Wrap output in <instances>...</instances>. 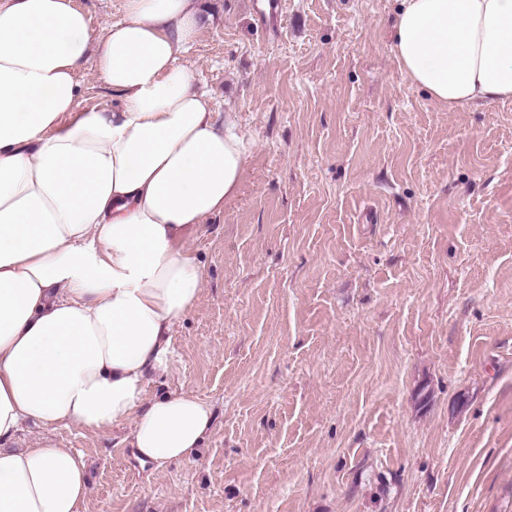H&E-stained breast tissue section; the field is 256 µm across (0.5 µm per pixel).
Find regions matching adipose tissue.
I'll use <instances>...</instances> for the list:
<instances>
[{
  "label": "adipose tissue",
  "mask_w": 512,
  "mask_h": 512,
  "mask_svg": "<svg viewBox=\"0 0 512 512\" xmlns=\"http://www.w3.org/2000/svg\"><path fill=\"white\" fill-rule=\"evenodd\" d=\"M94 32L74 0H0V512H81L82 457L10 443L23 421H133L138 459L197 458L210 406L145 402L202 270L187 236L240 188L250 143L178 57L193 0H125ZM393 51L448 109L512 100V0H400ZM112 108L81 106L88 56Z\"/></svg>",
  "instance_id": "ef3b65f1"
}]
</instances>
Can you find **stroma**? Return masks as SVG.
<instances>
[{"mask_svg":"<svg viewBox=\"0 0 512 512\" xmlns=\"http://www.w3.org/2000/svg\"><path fill=\"white\" fill-rule=\"evenodd\" d=\"M200 0L179 57L252 142L191 235L198 301L147 399L215 411L197 460L132 423L25 424L80 453L82 512H512V102L448 110L402 72L397 0Z\"/></svg>","mask_w":512,"mask_h":512,"instance_id":"1","label":"stroma"}]
</instances>
